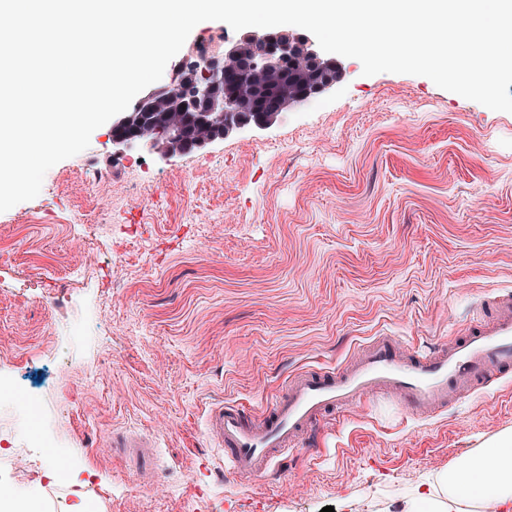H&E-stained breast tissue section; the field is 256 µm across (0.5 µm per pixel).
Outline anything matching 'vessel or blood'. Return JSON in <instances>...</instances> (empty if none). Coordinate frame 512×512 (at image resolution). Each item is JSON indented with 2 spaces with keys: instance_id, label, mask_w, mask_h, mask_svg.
Masks as SVG:
<instances>
[{
  "instance_id": "vessel-or-blood-1",
  "label": "vessel or blood",
  "mask_w": 512,
  "mask_h": 512,
  "mask_svg": "<svg viewBox=\"0 0 512 512\" xmlns=\"http://www.w3.org/2000/svg\"><path fill=\"white\" fill-rule=\"evenodd\" d=\"M492 318L477 314L464 340L452 347L421 354L405 351L394 336H380L341 370L305 371L286 383L265 407L260 424L247 423L235 405L213 408L207 434L240 476L264 475L280 454L324 413L360 406L371 394L397 397L420 416L446 406L449 398L488 387L491 367H512V295L492 299ZM113 447L131 457L142 471L154 463L152 446L142 437L113 438Z\"/></svg>"
}]
</instances>
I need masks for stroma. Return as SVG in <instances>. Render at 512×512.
<instances>
[{"instance_id": "obj_1", "label": "stroma", "mask_w": 512, "mask_h": 512, "mask_svg": "<svg viewBox=\"0 0 512 512\" xmlns=\"http://www.w3.org/2000/svg\"><path fill=\"white\" fill-rule=\"evenodd\" d=\"M331 89L264 130L159 161L117 154L109 126L0 213V366L44 404V428L0 491L63 512H402L469 452L512 432V373L411 418L390 395L320 418L266 476L242 481L207 434L220 404L255 416L302 371L343 368L378 336L458 341L482 296L512 292V113L429 78L366 76L338 57ZM78 281L60 296L55 279ZM69 365V381L54 378ZM155 447L140 474L111 447ZM47 447H39L40 438ZM112 447L120 448L124 455L131 457L143 472H149L154 463L153 447L142 437L136 434H127L112 437Z\"/></svg>"}]
</instances>
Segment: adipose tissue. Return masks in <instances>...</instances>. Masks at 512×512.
I'll return each mask as SVG.
<instances>
[{
    "mask_svg": "<svg viewBox=\"0 0 512 512\" xmlns=\"http://www.w3.org/2000/svg\"><path fill=\"white\" fill-rule=\"evenodd\" d=\"M439 494L418 492L404 512H419L418 503L428 505V512H447L448 504L475 508L484 493H492L503 502L512 501V434L497 438L494 446L462 459L440 475Z\"/></svg>",
    "mask_w": 512,
    "mask_h": 512,
    "instance_id": "ef3b65f1",
    "label": "adipose tissue"
}]
</instances>
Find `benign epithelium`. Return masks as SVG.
Here are the masks:
<instances>
[{
	"label": "benign epithelium",
	"instance_id": "1",
	"mask_svg": "<svg viewBox=\"0 0 512 512\" xmlns=\"http://www.w3.org/2000/svg\"><path fill=\"white\" fill-rule=\"evenodd\" d=\"M245 52L262 62L266 74L308 60L323 59L314 43L298 34L279 29L248 31L225 45L224 50L211 51L203 57L202 66L191 73L185 65H179L169 84L151 89L139 97L131 109L113 118L112 146L116 153L153 149L167 162L182 152V128L178 124L169 123L150 134L139 131L140 113L152 112L161 106L171 114L196 112L202 126L222 130L225 138L248 128L270 127L276 117L251 121L240 116L245 110L244 92L224 90V78Z\"/></svg>",
	"mask_w": 512,
	"mask_h": 512
}]
</instances>
